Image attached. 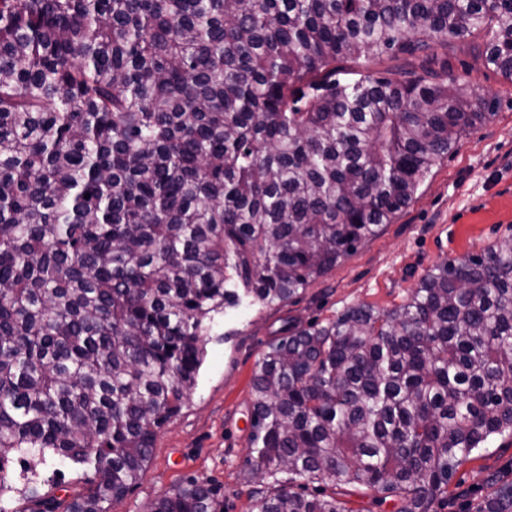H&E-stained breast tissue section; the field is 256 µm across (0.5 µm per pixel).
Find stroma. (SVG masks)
I'll use <instances>...</instances> for the list:
<instances>
[{"mask_svg":"<svg viewBox=\"0 0 512 512\" xmlns=\"http://www.w3.org/2000/svg\"><path fill=\"white\" fill-rule=\"evenodd\" d=\"M440 60L490 103L492 118L461 136L393 223L295 301L281 307L244 305L215 319L187 404L160 430L150 461L109 512H144L153 500L192 479L211 486L215 512H249L254 484L243 465L253 454L250 383L258 358L284 320L306 326L352 305L394 308L435 263L482 253L512 236V85L484 67L469 47L459 46ZM511 471L512 437H496L459 468L444 512H466L490 493L493 477Z\"/></svg>","mask_w":512,"mask_h":512,"instance_id":"obj_1","label":"stroma"}]
</instances>
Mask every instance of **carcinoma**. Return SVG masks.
Returning <instances> with one entry per match:
<instances>
[{
  "label": "carcinoma",
  "instance_id": "obj_1",
  "mask_svg": "<svg viewBox=\"0 0 512 512\" xmlns=\"http://www.w3.org/2000/svg\"><path fill=\"white\" fill-rule=\"evenodd\" d=\"M476 38L512 84V0H0V512L14 455L92 474L65 512H109L215 315L297 299L492 116L431 67ZM405 55L398 78L343 66ZM251 401V512H354L352 490L440 512L512 436V237L390 310L288 325ZM149 509L214 512L212 490ZM472 512H512V482Z\"/></svg>",
  "mask_w": 512,
  "mask_h": 512
}]
</instances>
